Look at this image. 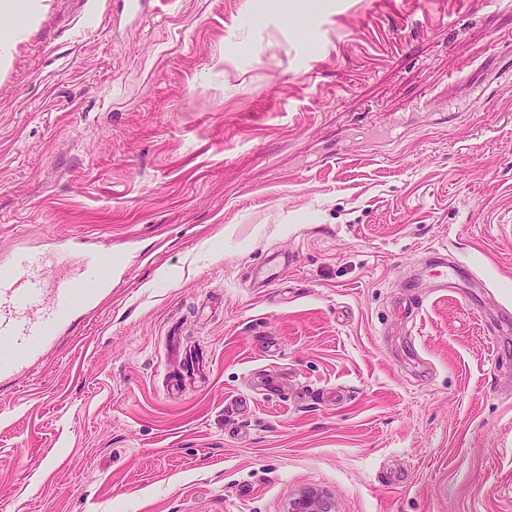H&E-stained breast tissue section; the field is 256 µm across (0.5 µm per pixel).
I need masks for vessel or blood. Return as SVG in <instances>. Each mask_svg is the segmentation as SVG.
<instances>
[{"instance_id":"vessel-or-blood-1","label":"vessel or blood","mask_w":512,"mask_h":512,"mask_svg":"<svg viewBox=\"0 0 512 512\" xmlns=\"http://www.w3.org/2000/svg\"><path fill=\"white\" fill-rule=\"evenodd\" d=\"M112 282V261L71 258L65 244L0 263V381L15 378L65 334L77 310Z\"/></svg>"}]
</instances>
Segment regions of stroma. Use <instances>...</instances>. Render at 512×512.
Wrapping results in <instances>:
<instances>
[{
	"label": "stroma",
	"mask_w": 512,
	"mask_h": 512,
	"mask_svg": "<svg viewBox=\"0 0 512 512\" xmlns=\"http://www.w3.org/2000/svg\"><path fill=\"white\" fill-rule=\"evenodd\" d=\"M43 2L0 260L117 267L0 384V512H512V0ZM289 512H334V504L317 490H305L292 503Z\"/></svg>",
	"instance_id": "obj_1"
}]
</instances>
